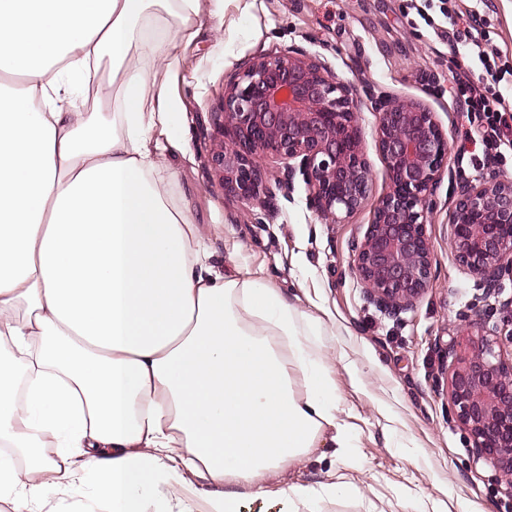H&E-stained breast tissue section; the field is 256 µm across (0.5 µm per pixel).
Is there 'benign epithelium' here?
Masks as SVG:
<instances>
[{"mask_svg": "<svg viewBox=\"0 0 512 512\" xmlns=\"http://www.w3.org/2000/svg\"><path fill=\"white\" fill-rule=\"evenodd\" d=\"M377 115L376 145L390 182L371 224L351 243L352 270L367 300L398 315L428 288L432 253L426 225L449 160L446 133L423 102L389 96L366 79L343 81L298 48L244 63L214 113L222 141L209 162L224 191L270 204L297 180L324 224H341L367 202L373 173L363 142L364 102ZM448 224L456 262L497 295L512 277V179L491 170L454 181ZM448 400L469 431L474 454L512 495V349L471 335L448 345Z\"/></svg>", "mask_w": 512, "mask_h": 512, "instance_id": "7a95c632", "label": "benign epithelium"}]
</instances>
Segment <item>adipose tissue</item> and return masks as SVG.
<instances>
[{"instance_id": "ef3b65f1", "label": "adipose tissue", "mask_w": 512, "mask_h": 512, "mask_svg": "<svg viewBox=\"0 0 512 512\" xmlns=\"http://www.w3.org/2000/svg\"><path fill=\"white\" fill-rule=\"evenodd\" d=\"M0 0V500L55 512H318L354 484L268 490L330 442L350 447L328 380L356 363L322 317L240 269L217 271L156 151L176 102L157 79L202 0ZM126 108L73 112L76 86ZM52 488L55 499L44 498Z\"/></svg>"}]
</instances>
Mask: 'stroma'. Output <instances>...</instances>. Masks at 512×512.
Masks as SVG:
<instances>
[{
  "instance_id": "1",
  "label": "stroma",
  "mask_w": 512,
  "mask_h": 512,
  "mask_svg": "<svg viewBox=\"0 0 512 512\" xmlns=\"http://www.w3.org/2000/svg\"><path fill=\"white\" fill-rule=\"evenodd\" d=\"M474 12L487 49L502 51L508 74L496 84L512 96V0H451ZM423 0H259L241 16L235 0L214 13L210 0L180 45L178 71L165 74L177 101L172 133L184 143L162 148L160 162L177 173L175 192L194 220L208 229L216 261L260 271L286 300L317 305L336 326L333 346L357 360L355 374L335 368L330 380L343 399L352 426V446L343 459L317 448L307 460L284 462L266 480L269 489L318 485L345 476L356 491L327 497L320 512H512L495 470L477 460L469 432L448 401L449 343L478 323L483 334L499 331L512 309V281L498 296H486L476 275L459 266L449 247L448 201L442 183L427 227L433 267L430 284L410 309L394 316L370 304L351 269L350 245L371 222L363 207L345 224H323L307 204L303 183L278 197L274 214L226 195L208 163L219 147L213 118L224 88L251 57L289 46L319 56L342 79L365 77L379 90L427 103L448 134L450 167L470 179L489 171L512 178V152L494 154L466 140L485 126L484 116L465 114L452 78L470 68V36L460 25L452 40L438 38L428 21L437 17Z\"/></svg>"
}]
</instances>
